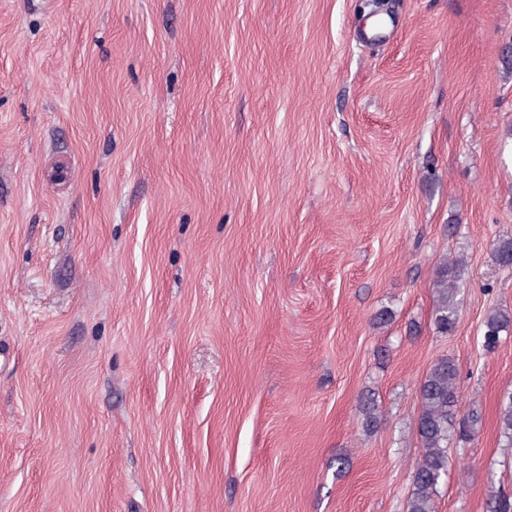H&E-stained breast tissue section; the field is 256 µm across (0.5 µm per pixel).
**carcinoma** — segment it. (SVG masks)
I'll list each match as a JSON object with an SVG mask.
<instances>
[{
	"mask_svg": "<svg viewBox=\"0 0 512 512\" xmlns=\"http://www.w3.org/2000/svg\"><path fill=\"white\" fill-rule=\"evenodd\" d=\"M435 294L434 324L438 333L451 335L458 321V296L462 288L459 261L443 259L431 281ZM512 329V314L493 309L483 324L484 346H496L501 333ZM421 411L417 434L422 456L416 465L407 512H435L439 485L448 471V445L457 429L458 367L454 359L442 356L430 368L420 385ZM499 425L506 447H512V393L500 404Z\"/></svg>",
	"mask_w": 512,
	"mask_h": 512,
	"instance_id": "cac0c4a2",
	"label": "carcinoma"
}]
</instances>
